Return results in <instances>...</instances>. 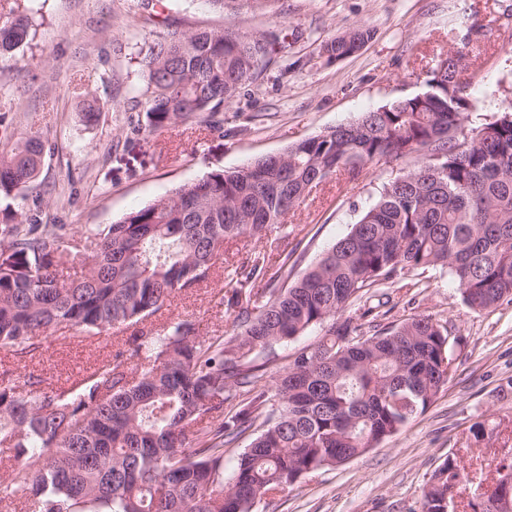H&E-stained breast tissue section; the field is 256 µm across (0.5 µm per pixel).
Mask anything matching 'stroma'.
<instances>
[{
	"label": "stroma",
	"mask_w": 512,
	"mask_h": 512,
	"mask_svg": "<svg viewBox=\"0 0 512 512\" xmlns=\"http://www.w3.org/2000/svg\"><path fill=\"white\" fill-rule=\"evenodd\" d=\"M36 7L28 43L16 57L0 59V149L34 128L47 137L49 151L33 189L11 204L0 201V210L11 208L17 224L63 225L76 245L86 229L112 223L176 186L278 153L421 92L435 60L455 47L449 30L461 24L472 29L463 62L467 127L494 121L512 104V0H255L232 16L205 0H169L163 25L131 0H36ZM229 23L253 32L278 28L286 39L264 72L221 107L223 129H203L193 118L128 140L129 124L138 118L132 102L138 65L131 59L138 47L168 25L194 31ZM356 26L370 28L371 39L356 54L327 62L323 42ZM88 89L104 102L91 126L81 112ZM415 162L405 157L370 167L352 182H327L291 212L292 278L350 231L385 178ZM269 247L264 240L226 243L224 267L177 294L150 326L187 318L204 334L232 331L233 315L221 304L224 268ZM385 292L386 304L363 317L365 335L431 316L448 332V385L377 447L264 498L256 512H418L423 487L446 458L493 478L512 456L492 433L512 420V305L471 310L446 267L401 276ZM128 336L125 329L92 338L50 331L25 361L0 351V379L32 372L47 386L65 385L124 348ZM477 421L487 429L480 442L470 432Z\"/></svg>",
	"instance_id": "stroma-1"
}]
</instances>
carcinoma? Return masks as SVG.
I'll use <instances>...</instances> for the list:
<instances>
[{
    "instance_id": "1",
    "label": "carcinoma",
    "mask_w": 512,
    "mask_h": 512,
    "mask_svg": "<svg viewBox=\"0 0 512 512\" xmlns=\"http://www.w3.org/2000/svg\"><path fill=\"white\" fill-rule=\"evenodd\" d=\"M25 5L0 3V57L28 43ZM363 26L325 41L338 61L370 38ZM281 47L275 31L167 28L139 49L135 106L161 131L215 114ZM459 64L441 56L426 89L300 139L241 167L174 188L84 239V270L61 224H0V349L23 359L58 327L90 337L145 322L177 293L209 279L224 244L280 233L288 213L327 180L357 179L381 160L418 156L382 182L376 202L305 274L288 281L292 253L253 251L227 271L222 302L236 332L201 336L188 319L136 330L129 349L67 388L35 374L0 385L3 512H255L266 496L376 447L422 414L449 379L448 336L419 315L364 336L345 310L375 286L438 266L455 275L475 311L512 305V104L471 129ZM86 121L101 100L85 93ZM48 142L23 133L0 152V200L34 183ZM266 282L263 289L256 284ZM270 386L257 354L315 327ZM138 359L137 365L128 361ZM248 448L226 476L224 457ZM426 484L420 512H443L456 459ZM475 498L504 488L467 480Z\"/></svg>"
}]
</instances>
